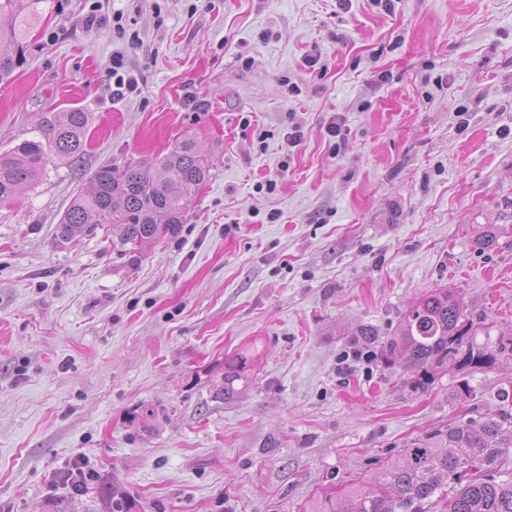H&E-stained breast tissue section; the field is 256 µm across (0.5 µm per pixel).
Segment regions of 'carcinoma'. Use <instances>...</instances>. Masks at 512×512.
Masks as SVG:
<instances>
[{
	"label": "carcinoma",
	"mask_w": 512,
	"mask_h": 512,
	"mask_svg": "<svg viewBox=\"0 0 512 512\" xmlns=\"http://www.w3.org/2000/svg\"><path fill=\"white\" fill-rule=\"evenodd\" d=\"M44 0H0V82L21 63L22 39L38 19ZM43 135L0 153V201L12 200L33 186L51 163H66L84 152L89 115L79 109L52 112L40 126ZM211 176L197 142L182 140L162 157L107 164L96 169L86 191L75 196L58 229L61 238L95 224L123 228L120 245L144 248L178 233L193 196ZM474 323L462 299L448 288L428 292L406 312L391 336L361 324L357 341L366 359L401 363L413 374L412 386L424 389L448 370L494 366L506 351L476 342ZM250 357L224 360V398L246 381ZM512 413L500 411L439 429L413 440L401 460L365 488L351 485L340 500L324 496L311 512H512Z\"/></svg>",
	"instance_id": "carcinoma-1"
}]
</instances>
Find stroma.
<instances>
[{"mask_svg": "<svg viewBox=\"0 0 512 512\" xmlns=\"http://www.w3.org/2000/svg\"><path fill=\"white\" fill-rule=\"evenodd\" d=\"M41 9L0 83V152L47 112L90 126L82 158L0 203V512H106L71 488L78 468L136 512H306L512 391L508 352L416 390L354 341L436 288L478 342L512 341V0ZM117 53L137 90L116 88ZM186 138L211 178L176 235L128 254L113 224L61 238L98 166ZM238 353L247 383L226 400ZM251 360L244 354H236L224 360V399H231L238 393L237 382H246L245 368Z\"/></svg>", "mask_w": 512, "mask_h": 512, "instance_id": "obj_1", "label": "stroma"}]
</instances>
